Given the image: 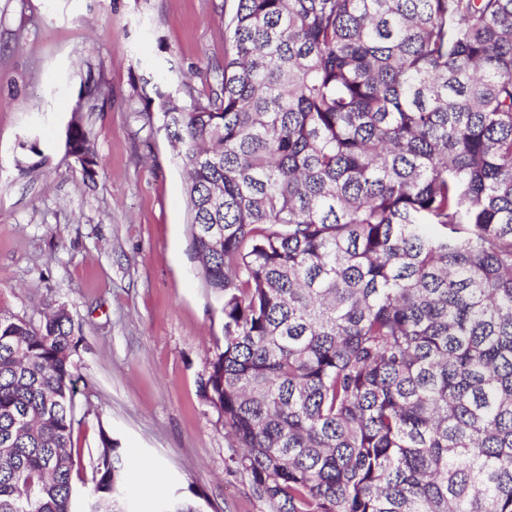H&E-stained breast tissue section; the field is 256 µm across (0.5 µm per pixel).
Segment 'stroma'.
Returning <instances> with one entry per match:
<instances>
[{
    "label": "stroma",
    "instance_id": "35a3bbf8",
    "mask_svg": "<svg viewBox=\"0 0 512 512\" xmlns=\"http://www.w3.org/2000/svg\"><path fill=\"white\" fill-rule=\"evenodd\" d=\"M234 0H0V319L70 313L79 348L73 433L90 481L101 433L139 484L136 512L197 500L204 512H276L227 470L224 423L204 401L224 342L221 303L199 273L186 175L154 86L178 89L224 61ZM106 101L86 97L92 83ZM98 165L65 151L72 117ZM36 143L29 152L27 143Z\"/></svg>",
    "mask_w": 512,
    "mask_h": 512
}]
</instances>
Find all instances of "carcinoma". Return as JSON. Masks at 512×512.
<instances>
[{"instance_id": "cac0c4a2", "label": "carcinoma", "mask_w": 512, "mask_h": 512, "mask_svg": "<svg viewBox=\"0 0 512 512\" xmlns=\"http://www.w3.org/2000/svg\"><path fill=\"white\" fill-rule=\"evenodd\" d=\"M215 72L155 94L231 465L279 512H512V0H236ZM81 342L0 319V512H74ZM86 505L131 512L105 432Z\"/></svg>"}]
</instances>
